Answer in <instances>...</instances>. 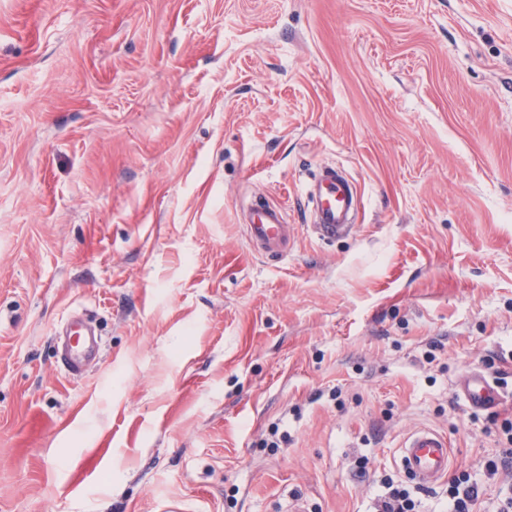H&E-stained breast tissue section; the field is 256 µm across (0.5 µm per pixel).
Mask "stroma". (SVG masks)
Segmentation results:
<instances>
[{"label":"stroma","instance_id":"1","mask_svg":"<svg viewBox=\"0 0 512 512\" xmlns=\"http://www.w3.org/2000/svg\"><path fill=\"white\" fill-rule=\"evenodd\" d=\"M507 422L512 0H0V512H375L420 426L493 512ZM306 196L312 204V234L320 241H334L353 224L360 198L353 182L336 167H323L309 184ZM246 223L247 235L258 251L269 256L288 253V224L283 211L268 203L253 204ZM69 340L78 337L76 345H67L61 357V365L72 376L84 374L87 365L95 360L99 352V342L89 330L66 334ZM459 391L475 409H488L500 401V394L481 372L471 371L460 379Z\"/></svg>","mask_w":512,"mask_h":512}]
</instances>
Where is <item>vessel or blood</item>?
<instances>
[{
	"instance_id": "vessel-or-blood-1",
	"label": "vessel or blood",
	"mask_w": 512,
	"mask_h": 512,
	"mask_svg": "<svg viewBox=\"0 0 512 512\" xmlns=\"http://www.w3.org/2000/svg\"><path fill=\"white\" fill-rule=\"evenodd\" d=\"M306 196L313 208L312 234L322 241H333L344 235L352 224V215L360 205L353 182L336 167H323L309 184ZM247 235L253 246L268 255L286 253L288 226L283 211L270 204H254L249 208ZM76 345L67 346L61 365L73 376L83 375L95 360L99 342L93 332H78ZM460 392L476 409H488L499 402L500 394L481 372L471 371L460 379ZM400 463L410 480L421 488H431L448 475L451 468L447 439L440 433L422 428L411 433L400 448Z\"/></svg>"
}]
</instances>
